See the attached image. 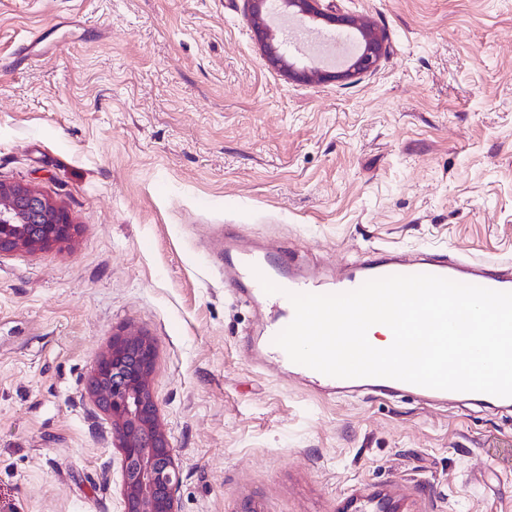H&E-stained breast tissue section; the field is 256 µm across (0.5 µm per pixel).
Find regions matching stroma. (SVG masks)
Masks as SVG:
<instances>
[{"label":"stroma","instance_id":"stroma-1","mask_svg":"<svg viewBox=\"0 0 512 512\" xmlns=\"http://www.w3.org/2000/svg\"><path fill=\"white\" fill-rule=\"evenodd\" d=\"M323 5L384 35L374 70L288 79L244 0H0V181L76 226L0 255V512H122L87 389L117 335L155 342L176 512H512V408L249 356L277 310L225 287V240L327 275L376 249L512 258V0ZM271 30L330 67L322 25Z\"/></svg>","mask_w":512,"mask_h":512}]
</instances>
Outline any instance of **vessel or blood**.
Masks as SVG:
<instances>
[{"label":"vessel or blood","instance_id":"1","mask_svg":"<svg viewBox=\"0 0 512 512\" xmlns=\"http://www.w3.org/2000/svg\"><path fill=\"white\" fill-rule=\"evenodd\" d=\"M224 266L225 285L246 286L250 298L265 302L271 300L277 302L280 308L278 318L265 327L259 350L253 353L256 363H263L265 356H273L282 367L311 378L339 394L367 393L388 397L411 395L427 402H447L450 393L390 378H335L291 362L287 354L273 342L274 337L294 317L289 293H343L355 290L371 279L416 274H429L496 291L512 292V263L498 259L472 262L444 255L420 258L405 252L387 250L376 256L365 257L358 265L340 270L335 277L324 280L311 273H301L293 258L241 248L225 252ZM265 278L279 286V293L270 295L264 291L261 281Z\"/></svg>","mask_w":512,"mask_h":512}]
</instances>
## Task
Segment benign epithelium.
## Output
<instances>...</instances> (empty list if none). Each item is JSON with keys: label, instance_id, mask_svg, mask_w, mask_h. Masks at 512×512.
Wrapping results in <instances>:
<instances>
[{"label": "benign epithelium", "instance_id": "7a95c632", "mask_svg": "<svg viewBox=\"0 0 512 512\" xmlns=\"http://www.w3.org/2000/svg\"><path fill=\"white\" fill-rule=\"evenodd\" d=\"M253 30L266 60L292 80L348 81L373 70L384 53L383 37L355 20L329 12L321 0H246ZM320 21L330 30H356L360 47L342 66L299 70L269 34L276 11ZM70 215L55 201L24 184L0 182V255L19 250L38 252L72 237ZM156 346L148 337H114L91 368L88 391L112 423V444L121 456L123 512H174V493L181 481L168 435L163 428L149 380Z\"/></svg>", "mask_w": 512, "mask_h": 512}]
</instances>
